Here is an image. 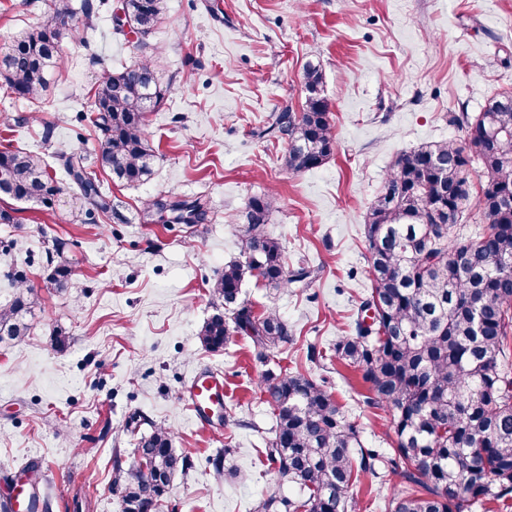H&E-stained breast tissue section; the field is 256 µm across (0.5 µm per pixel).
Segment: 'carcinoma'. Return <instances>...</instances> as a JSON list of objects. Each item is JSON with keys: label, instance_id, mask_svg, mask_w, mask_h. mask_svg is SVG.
Wrapping results in <instances>:
<instances>
[{"label": "carcinoma", "instance_id": "obj_1", "mask_svg": "<svg viewBox=\"0 0 512 512\" xmlns=\"http://www.w3.org/2000/svg\"><path fill=\"white\" fill-rule=\"evenodd\" d=\"M53 22L0 44V79L8 94L27 99L47 91L59 68L61 45L76 28L71 0H52ZM116 30L131 26L150 34L163 17L165 0H119ZM319 66L303 74L302 111L285 107L264 134L288 142L286 166L296 173L321 166L336 141ZM169 84L153 61L103 73L95 84L90 119L99 132L96 166L124 184L152 175L154 150L146 114L166 100ZM460 128L477 127L484 139L421 146L400 155L371 202L365 238L373 277L360 305L355 334L336 342V361L358 371L368 387L367 405L387 411L394 434L389 453L367 448L362 429L340 412L325 386L300 372L267 369L259 389L275 416L265 455L275 480L299 488L275 492L255 512H356L350 489L364 474L401 478L390 512H471L476 504L512 499V91L492 97L476 113L454 116ZM92 222L110 203L96 174L62 155ZM481 165L483 181L472 193L469 172ZM62 192L48 163L22 149L0 151V203L44 206ZM279 199L268 193L249 200L243 259L224 265L212 295L224 312L198 333L219 352L236 334L248 336L259 360L292 341L291 329L273 310L261 314L242 299L250 277L272 286L308 285L315 271L290 270L282 245L265 231ZM478 208L487 226L474 236L454 231ZM145 210L170 211L176 224H199L208 214L201 198ZM19 292L0 308V341L26 334V316L37 303L34 288L16 280ZM50 284L73 285L70 268L54 267ZM135 463L114 461V482L123 484V512H157L174 474L190 466L159 427L133 448Z\"/></svg>", "mask_w": 512, "mask_h": 512}]
</instances>
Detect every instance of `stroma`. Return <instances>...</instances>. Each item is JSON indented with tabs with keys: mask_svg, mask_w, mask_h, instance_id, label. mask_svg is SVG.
Segmentation results:
<instances>
[{
	"mask_svg": "<svg viewBox=\"0 0 512 512\" xmlns=\"http://www.w3.org/2000/svg\"><path fill=\"white\" fill-rule=\"evenodd\" d=\"M71 3L84 21L64 40L51 89L29 102L0 84V149L42 154L66 181L58 153L95 162L98 132L76 116L90 113L103 71L148 57L172 89L147 115L150 179L126 185L98 172L110 213L81 223L82 204L66 191L48 207L18 204L17 223L0 224V307L13 301L17 276L38 294L26 335L0 342V502L35 465L46 512H121L113 459L132 466L137 435L156 426L192 459L165 497L176 512H254L273 491L294 493L277 485L263 455L275 418L257 382L269 367L323 383L363 428L365 447L389 451V414L366 405L359 373L334 354L372 288L366 215L399 155L463 142L453 115L512 90V0H167L142 40L116 33L114 0ZM50 4L0 0V43L49 24ZM309 63L325 77L336 148L324 165L294 174L286 140L264 130L283 107L300 110ZM270 191L279 203L266 233L289 268L317 276L305 289L251 279L242 293L256 312L276 310L294 340L264 362L241 335L208 351L197 333L216 312L210 287L243 253L249 199ZM200 196L209 208L202 224L142 209L150 199ZM57 239L76 283L65 292L46 280ZM313 347L322 360L309 359ZM210 370L224 375L226 427L197 424L184 400L192 376ZM399 485L365 475L350 495L359 512H386Z\"/></svg>",
	"mask_w": 512,
	"mask_h": 512,
	"instance_id": "35a3bbf8",
	"label": "stroma"
}]
</instances>
